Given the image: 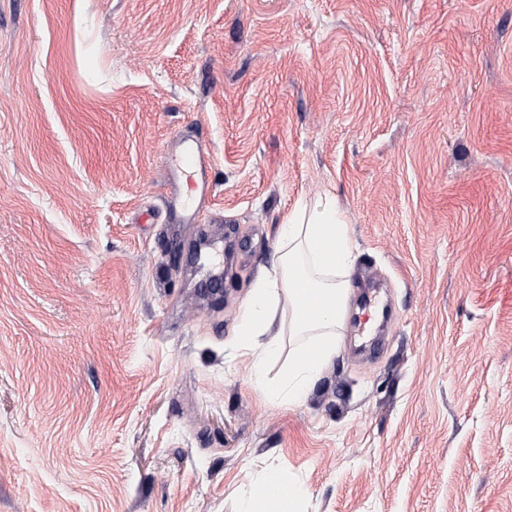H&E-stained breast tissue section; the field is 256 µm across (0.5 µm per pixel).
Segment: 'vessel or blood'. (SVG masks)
Returning a JSON list of instances; mask_svg holds the SVG:
<instances>
[{"instance_id":"obj_1","label":"vessel or blood","mask_w":512,"mask_h":512,"mask_svg":"<svg viewBox=\"0 0 512 512\" xmlns=\"http://www.w3.org/2000/svg\"><path fill=\"white\" fill-rule=\"evenodd\" d=\"M164 166L163 197L167 209L182 223H195L213 193L208 148L196 136L179 135L166 150Z\"/></svg>"}]
</instances>
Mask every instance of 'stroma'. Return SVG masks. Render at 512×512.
Returning <instances> with one entry per match:
<instances>
[{
    "mask_svg": "<svg viewBox=\"0 0 512 512\" xmlns=\"http://www.w3.org/2000/svg\"><path fill=\"white\" fill-rule=\"evenodd\" d=\"M327 192L346 332L291 407L232 341ZM270 462L304 512H512V0H0V512H243ZM164 166L166 208L183 224H194L212 198L209 149L198 137L180 134L167 148Z\"/></svg>",
    "mask_w": 512,
    "mask_h": 512,
    "instance_id": "obj_1",
    "label": "stroma"
}]
</instances>
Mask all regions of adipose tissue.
<instances>
[{
  "mask_svg": "<svg viewBox=\"0 0 512 512\" xmlns=\"http://www.w3.org/2000/svg\"><path fill=\"white\" fill-rule=\"evenodd\" d=\"M351 264L350 227L334 197L304 203L279 225L276 256L245 298L236 339L263 399L301 403L335 357L345 331ZM316 298L330 300V307L305 312V301ZM280 356L287 359L283 375L266 379L267 363ZM305 495L302 485L268 466L249 485L250 512H299Z\"/></svg>",
  "mask_w": 512,
  "mask_h": 512,
  "instance_id": "1",
  "label": "adipose tissue"
}]
</instances>
